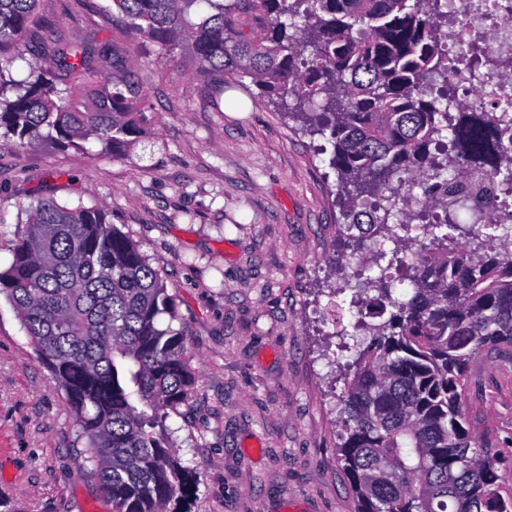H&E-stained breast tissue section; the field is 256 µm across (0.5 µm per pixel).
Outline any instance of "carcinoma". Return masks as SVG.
<instances>
[{"label":"carcinoma","instance_id":"1","mask_svg":"<svg viewBox=\"0 0 512 512\" xmlns=\"http://www.w3.org/2000/svg\"><path fill=\"white\" fill-rule=\"evenodd\" d=\"M40 0H0V141L24 148L118 154L136 146L148 121L142 84L109 44L48 40L27 80L12 66ZM129 29L162 53L179 50L216 86L251 79L267 97L286 93L309 135L332 146L339 228L349 268L364 234L402 242L391 222L395 195L422 175L430 208L416 257L392 252L388 265L414 283L393 297L392 278L358 279L353 332L337 350L354 353L337 395L340 460L356 512H512L500 495L498 461L473 439L461 405L480 347L512 357L511 224H459L451 153L478 176L512 178V129L491 112L439 109L445 85L437 57L439 0H112ZM211 14L190 20L193 6ZM257 20L238 34L237 13ZM112 81L98 84V66ZM13 233L0 295L18 313L29 344L64 392L84 475L112 499V512H179L195 489L166 425L189 406L198 375L183 334L158 325L174 301L158 269L108 219L102 205L41 199ZM482 237L475 255L454 232ZM374 291L376 295L364 297ZM367 336L353 351L347 336Z\"/></svg>","mask_w":512,"mask_h":512}]
</instances>
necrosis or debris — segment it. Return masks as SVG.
<instances>
[{
    "mask_svg": "<svg viewBox=\"0 0 512 512\" xmlns=\"http://www.w3.org/2000/svg\"><path fill=\"white\" fill-rule=\"evenodd\" d=\"M438 35L452 111L512 120V0H448Z\"/></svg>",
    "mask_w": 512,
    "mask_h": 512,
    "instance_id": "1",
    "label": "necrosis or debris"
}]
</instances>
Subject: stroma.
Returning <instances> with one entry per match:
<instances>
[{"label":"stroma","mask_w":512,"mask_h":512,"mask_svg":"<svg viewBox=\"0 0 512 512\" xmlns=\"http://www.w3.org/2000/svg\"><path fill=\"white\" fill-rule=\"evenodd\" d=\"M59 35L108 42L144 83L148 126L134 148L0 142V271L20 208L37 196L102 204L159 269L175 302L160 325L183 333L199 384L171 414L193 468L191 512H355L337 448L336 181L327 155L278 99L237 85L216 93L188 59L137 39L111 0H40L30 44ZM477 440L512 496V361L478 351L462 393ZM63 392L0 297V494L11 512H112L78 466Z\"/></svg>","instance_id":"obj_1"}]
</instances>
